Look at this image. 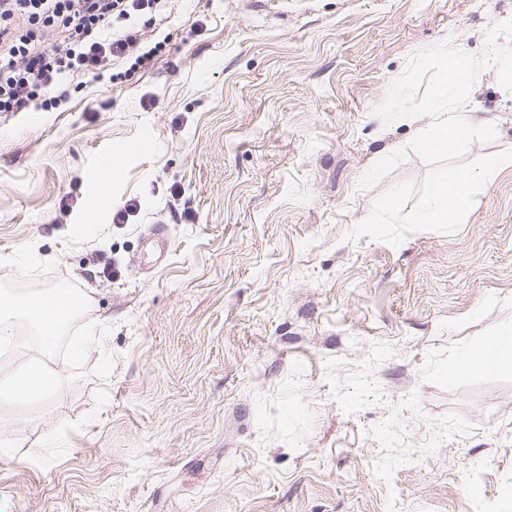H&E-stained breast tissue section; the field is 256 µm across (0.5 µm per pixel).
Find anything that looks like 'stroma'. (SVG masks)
Masks as SVG:
<instances>
[{"instance_id":"1","label":"stroma","mask_w":512,"mask_h":512,"mask_svg":"<svg viewBox=\"0 0 512 512\" xmlns=\"http://www.w3.org/2000/svg\"><path fill=\"white\" fill-rule=\"evenodd\" d=\"M143 43L0 112V257L110 329L0 410V512H512V368H457L512 334V0H165ZM452 60L478 124L435 152ZM459 171L471 206L416 223Z\"/></svg>"}]
</instances>
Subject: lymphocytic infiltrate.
Segmentation results:
<instances>
[{
  "label": "lymphocytic infiltrate",
  "instance_id": "obj_1",
  "mask_svg": "<svg viewBox=\"0 0 512 512\" xmlns=\"http://www.w3.org/2000/svg\"><path fill=\"white\" fill-rule=\"evenodd\" d=\"M157 0H0V112L49 111L65 102L64 78L94 82L139 42L138 22ZM60 20L66 35L42 46L39 24ZM119 22L110 39L100 32Z\"/></svg>",
  "mask_w": 512,
  "mask_h": 512
}]
</instances>
